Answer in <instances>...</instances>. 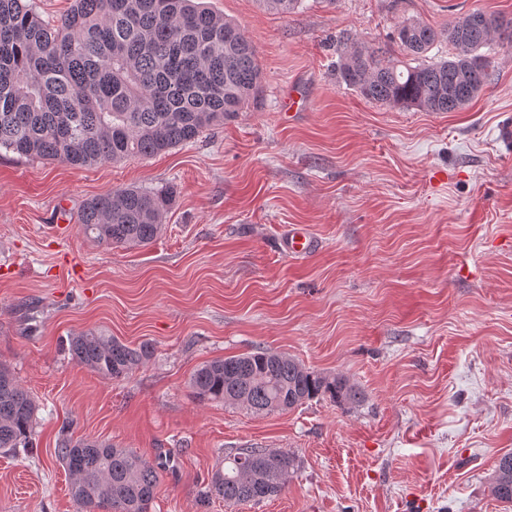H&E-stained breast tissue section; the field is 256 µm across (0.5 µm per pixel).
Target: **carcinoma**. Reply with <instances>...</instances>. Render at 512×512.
Masks as SVG:
<instances>
[{"label": "carcinoma", "mask_w": 512, "mask_h": 512, "mask_svg": "<svg viewBox=\"0 0 512 512\" xmlns=\"http://www.w3.org/2000/svg\"><path fill=\"white\" fill-rule=\"evenodd\" d=\"M268 13L295 12L302 0H257ZM512 44V17L472 10L436 30L407 19L395 42L419 59L439 41L449 59L397 64L362 41H337L336 78L368 100L390 107L456 112L487 85L494 40ZM262 91L258 52L237 22L201 0H72L54 23L34 0H0V148L23 158L75 168L147 158L197 139L236 116ZM167 191L116 189L86 200L79 215L99 243L147 246L163 229ZM72 359L104 379L124 378L152 354L100 331L69 338ZM190 387L204 402L238 404L253 413L296 408L319 397L354 407L365 394L341 375L307 368L270 349L199 366ZM36 401L0 364V453L32 446ZM55 456L70 476L79 512H150L157 467L110 442L76 438L60 427ZM295 467L287 453L237 448L211 473L201 498L229 506L279 496ZM491 495L512 503V453L498 459Z\"/></svg>", "instance_id": "cac0c4a2"}]
</instances>
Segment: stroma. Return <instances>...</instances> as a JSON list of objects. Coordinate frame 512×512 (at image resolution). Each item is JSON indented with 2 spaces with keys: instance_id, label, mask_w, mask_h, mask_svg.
I'll use <instances>...</instances> for the list:
<instances>
[{
  "instance_id": "stroma-1",
  "label": "stroma",
  "mask_w": 512,
  "mask_h": 512,
  "mask_svg": "<svg viewBox=\"0 0 512 512\" xmlns=\"http://www.w3.org/2000/svg\"><path fill=\"white\" fill-rule=\"evenodd\" d=\"M258 50L263 90L237 117L149 158L74 168L0 149V364L33 395V447L0 454V512H78L54 448L78 437L161 463L151 512H512L488 479L512 452V46L464 109L370 101L336 79V41L403 59L407 18L447 27L512 0H206ZM308 101L284 121L288 89ZM168 190L144 247L84 235L85 200ZM302 228L316 249L279 248ZM100 329L151 358L106 380L70 335ZM271 348L361 388L257 415L202 402L194 370ZM234 448L294 457L275 499L232 510L200 491Z\"/></svg>"
}]
</instances>
